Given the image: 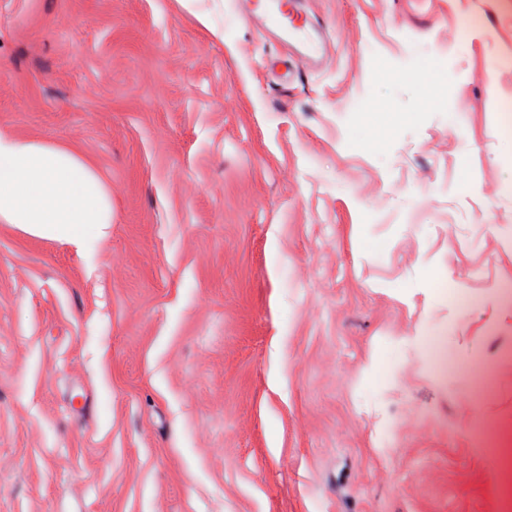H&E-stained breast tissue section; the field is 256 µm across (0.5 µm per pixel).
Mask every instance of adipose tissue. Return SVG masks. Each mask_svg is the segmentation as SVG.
Listing matches in <instances>:
<instances>
[{"label":"adipose tissue","mask_w":512,"mask_h":512,"mask_svg":"<svg viewBox=\"0 0 512 512\" xmlns=\"http://www.w3.org/2000/svg\"><path fill=\"white\" fill-rule=\"evenodd\" d=\"M0 224L81 253L108 238L112 191L78 153L0 135Z\"/></svg>","instance_id":"adipose-tissue-1"}]
</instances>
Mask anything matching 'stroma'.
<instances>
[{"instance_id": "obj_1", "label": "stroma", "mask_w": 512, "mask_h": 512, "mask_svg": "<svg viewBox=\"0 0 512 512\" xmlns=\"http://www.w3.org/2000/svg\"><path fill=\"white\" fill-rule=\"evenodd\" d=\"M307 9L286 80L240 0H0V132L112 189L0 224V512H506L512 0Z\"/></svg>"}]
</instances>
